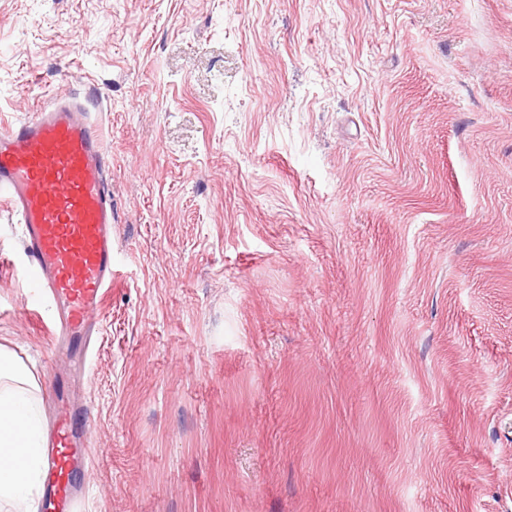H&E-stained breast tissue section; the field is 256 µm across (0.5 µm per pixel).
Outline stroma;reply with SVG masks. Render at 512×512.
<instances>
[{
	"label": "stroma",
	"instance_id": "stroma-1",
	"mask_svg": "<svg viewBox=\"0 0 512 512\" xmlns=\"http://www.w3.org/2000/svg\"><path fill=\"white\" fill-rule=\"evenodd\" d=\"M95 85L117 280L51 375L84 512H512V0H0V115Z\"/></svg>",
	"mask_w": 512,
	"mask_h": 512
}]
</instances>
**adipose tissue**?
Segmentation results:
<instances>
[{"label":"adipose tissue","instance_id":"1","mask_svg":"<svg viewBox=\"0 0 512 512\" xmlns=\"http://www.w3.org/2000/svg\"><path fill=\"white\" fill-rule=\"evenodd\" d=\"M41 385L0 347V512H34L43 474Z\"/></svg>","mask_w":512,"mask_h":512}]
</instances>
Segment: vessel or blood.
Segmentation results:
<instances>
[{
    "instance_id": "b4317fda",
    "label": "vessel or blood",
    "mask_w": 512,
    "mask_h": 512,
    "mask_svg": "<svg viewBox=\"0 0 512 512\" xmlns=\"http://www.w3.org/2000/svg\"><path fill=\"white\" fill-rule=\"evenodd\" d=\"M63 98L30 116L0 118V207L22 226L31 288L54 309L50 334L90 344L94 313L112 291L114 241L107 160L85 101ZM89 407L57 404L48 432L40 512H81L79 470L99 456Z\"/></svg>"
}]
</instances>
